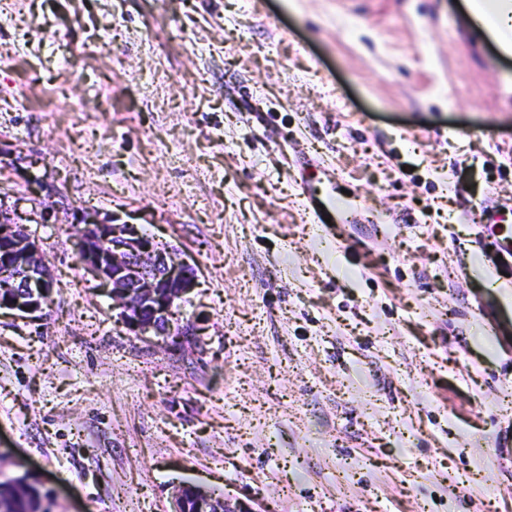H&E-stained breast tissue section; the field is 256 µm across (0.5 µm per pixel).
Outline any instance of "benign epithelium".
Masks as SVG:
<instances>
[{"instance_id":"7a95c632","label":"benign epithelium","mask_w":512,"mask_h":512,"mask_svg":"<svg viewBox=\"0 0 512 512\" xmlns=\"http://www.w3.org/2000/svg\"><path fill=\"white\" fill-rule=\"evenodd\" d=\"M78 223L83 237L78 250L85 272L99 285L111 289L115 308L120 310L122 324L137 335L153 333L170 336L176 345H195L200 328L194 323H180L174 317V303L194 287L193 271L172 250H156L130 224H114L99 218L95 212H81ZM8 242L25 262L17 263L27 293L5 307L25 314L45 312L41 298L48 295L52 271L40 259L37 239L14 218V211L0 212V243ZM174 289L170 299L157 294L158 286ZM195 512H256L244 502H233L220 496L222 507L215 508L211 491L196 487Z\"/></svg>"}]
</instances>
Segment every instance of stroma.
I'll list each match as a JSON object with an SVG mask.
<instances>
[{
    "label": "stroma",
    "instance_id": "stroma-1",
    "mask_svg": "<svg viewBox=\"0 0 512 512\" xmlns=\"http://www.w3.org/2000/svg\"><path fill=\"white\" fill-rule=\"evenodd\" d=\"M0 205L52 213L45 316L0 309L51 512H512V56L460 0H0ZM84 209L194 267L199 348L121 326ZM197 490L198 498L196 500V508H195V492L192 489H186L183 492L182 502H181V511L178 506V500L181 496V491L186 488H179L176 495V512H193L195 508V512H256L253 507L244 502V501H236L231 502L230 499L226 498L224 495L219 497V500L222 504V509L217 508L216 511H213V507L215 506L214 497L211 496V491L199 486L192 485Z\"/></svg>",
    "mask_w": 512,
    "mask_h": 512
}]
</instances>
